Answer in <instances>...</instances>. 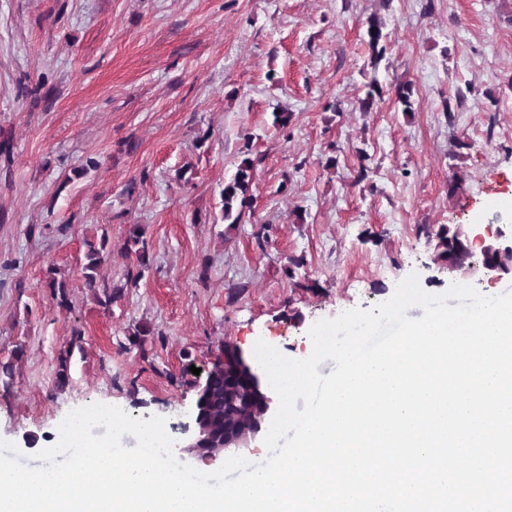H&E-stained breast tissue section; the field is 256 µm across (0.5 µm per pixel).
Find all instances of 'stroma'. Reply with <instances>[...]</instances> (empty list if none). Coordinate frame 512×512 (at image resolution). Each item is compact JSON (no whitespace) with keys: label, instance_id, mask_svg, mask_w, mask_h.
I'll return each mask as SVG.
<instances>
[{"label":"stroma","instance_id":"obj_1","mask_svg":"<svg viewBox=\"0 0 512 512\" xmlns=\"http://www.w3.org/2000/svg\"><path fill=\"white\" fill-rule=\"evenodd\" d=\"M246 157L252 203L231 225L221 191ZM442 224L512 225V0H0V361L23 351L0 382V440L24 464L102 403L165 418L177 459L211 471L185 447L193 370L222 344L303 358L314 323L413 273L434 295L512 289L448 277L426 233ZM136 226L143 267L125 251ZM103 236L91 289L84 242ZM384 22L377 16H371L367 21L366 36L368 38L367 44L372 52L374 58V70H376L378 62L384 56L386 46L382 44L387 35L383 33ZM373 70V76L369 83L365 85L368 89L366 91V104L368 107L373 103L374 93L379 94L381 87L376 77V71Z\"/></svg>","mask_w":512,"mask_h":512}]
</instances>
